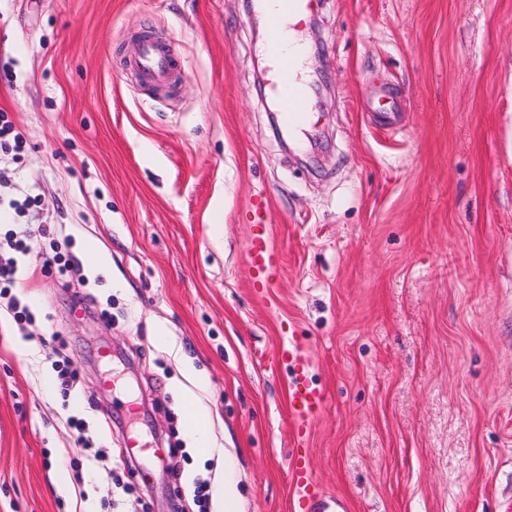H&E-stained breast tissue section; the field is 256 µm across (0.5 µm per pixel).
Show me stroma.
Segmentation results:
<instances>
[{
  "mask_svg": "<svg viewBox=\"0 0 512 512\" xmlns=\"http://www.w3.org/2000/svg\"><path fill=\"white\" fill-rule=\"evenodd\" d=\"M298 28L326 85L290 151L250 0H0V111L26 139L0 242L44 228L0 297V512H197L196 482L227 474L243 512H291V344L327 395L326 494L512 512V0H319ZM146 34L171 86L129 64ZM259 201L282 259L264 289ZM55 250L70 276L43 268ZM62 355L70 390L45 384ZM184 425L193 448L205 451L210 447V426L207 412L192 401L184 404Z\"/></svg>",
  "mask_w": 512,
  "mask_h": 512,
  "instance_id": "obj_1",
  "label": "stroma"
}]
</instances>
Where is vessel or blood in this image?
<instances>
[{
  "mask_svg": "<svg viewBox=\"0 0 512 512\" xmlns=\"http://www.w3.org/2000/svg\"><path fill=\"white\" fill-rule=\"evenodd\" d=\"M264 11L266 41L264 51L271 62L270 86L277 100L282 119L289 131L307 126L308 89L297 73L302 64L299 49L288 43L290 18L311 11L313 0H257ZM131 66L140 80L157 86L170 82L176 69L160 43L142 40L131 59ZM251 269L271 277L279 268V257L269 242L264 224H256L248 242ZM293 369L289 389V407L293 423V452L291 455V508L293 512H348L344 499L320 493L316 489L309 464L307 445L311 425L323 410L326 395L308 382L309 362L297 349L284 351Z\"/></svg>",
  "mask_w": 512,
  "mask_h": 512,
  "instance_id": "obj_1",
  "label": "vessel or blood"
}]
</instances>
